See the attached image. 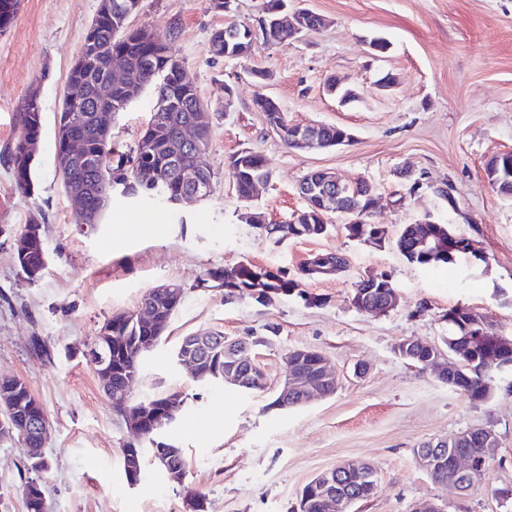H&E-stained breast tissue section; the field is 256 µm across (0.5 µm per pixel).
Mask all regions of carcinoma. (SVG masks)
I'll use <instances>...</instances> for the list:
<instances>
[{"label":"carcinoma","instance_id":"cac0c4a2","mask_svg":"<svg viewBox=\"0 0 512 512\" xmlns=\"http://www.w3.org/2000/svg\"><path fill=\"white\" fill-rule=\"evenodd\" d=\"M20 2L0 0V32L13 24ZM138 3L139 0H100L95 17L98 35L94 59L81 74L87 91L60 112L61 128L68 115L81 118L78 131L82 134L85 154L92 158L88 167L77 172L79 183L87 195L84 219L88 224L100 223L104 210L116 194L170 204V200L178 197L186 188L169 173L171 154L181 144L205 151L212 138L211 116L197 112L201 99L195 86L181 83L183 62L170 43L147 28L129 26L128 20L136 11ZM285 5L287 0H263V19L259 21V30L268 44H279L288 38V30L280 28L276 22L280 9ZM293 20L307 31L316 30L323 24L319 15L307 11L295 13ZM255 39L251 26L231 23L211 33V50L217 56L246 58L251 54ZM115 62L123 67L124 81L112 85L111 93L102 96L96 92L95 86L111 71ZM144 89L152 90L154 95L150 117L134 144L121 145L112 136L115 120L127 110L133 94ZM161 111L180 116L183 121L171 125L160 124L156 115ZM261 111L266 124L276 126L280 138L290 143V122L278 103L266 101L261 105ZM18 127L19 134L9 151L8 163L16 190L29 198L35 193L36 151L43 132V112L35 90L29 92L18 113ZM135 157L159 173V180L146 181L134 174L129 164ZM509 165L512 166V153H501L488 161L485 172L497 193L511 200L512 180L503 176V171ZM228 174L238 198L244 200L248 198L253 182L272 179L273 167L265 155L253 150H242L230 157ZM409 231L410 226L403 228L395 240V247L413 264L428 266L438 261L448 264L461 256V253L454 252L436 261L414 254L409 251ZM16 259L20 271L30 283L38 281L47 267L48 256L42 225L34 215L23 226L17 240ZM270 274L277 280L275 287L283 296L293 294L301 286V281L317 278V275L307 273L305 264L300 268L297 279L289 277L288 272L280 268L270 270ZM245 275L247 269L239 263L231 267L213 268L206 271V276L198 280L196 287H204L209 276L226 280ZM109 324L112 326L111 335L117 339L116 361L132 375H139L141 364L149 351H140L132 346L134 337L141 335L136 313H117L111 317ZM486 336L487 343L483 352L493 357L512 358V343H501L497 333L490 327L487 328ZM223 366L224 347L217 345L210 350V363L196 381L210 384L222 380V376L216 375L214 370H220ZM466 374L471 378L463 389L468 399L480 402L489 398L480 373L468 370ZM22 492L26 512H48L42 508L44 491H35L26 482Z\"/></svg>","mask_w":512,"mask_h":512}]
</instances>
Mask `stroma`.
Here are the masks:
<instances>
[{"instance_id": "1", "label": "stroma", "mask_w": 512, "mask_h": 512, "mask_svg": "<svg viewBox=\"0 0 512 512\" xmlns=\"http://www.w3.org/2000/svg\"><path fill=\"white\" fill-rule=\"evenodd\" d=\"M290 9L321 15L316 31L271 45L256 40L251 56H215L209 38L230 22L256 24L263 0H232L218 12L209 0H140L131 27L171 36L188 77L211 114V146L203 157L215 173L209 197L176 206L114 196L100 223H82L57 174L55 140L68 75L99 0H21L0 34V374L18 377L45 408L50 436L43 478L49 512H185L184 487L202 493L206 512H293L303 486L343 461L372 463L378 488L350 512H512V377L474 403L432 372L400 357L411 338L442 345L449 309L480 315L512 339V199L489 183L485 167L512 152V0H288ZM389 41L372 51L370 41ZM268 71L258 80L256 71ZM396 79L382 87L384 75ZM353 90L348 102L328 94L327 78ZM39 90L44 115L36 156V191L21 198L7 164L18 134L16 114ZM274 98L293 124L347 129L350 144L296 150L264 122L253 99ZM152 109L137 95L112 128L134 144ZM252 149L270 158L274 176L256 201L238 199L228 177L230 156ZM315 169L345 181H368L378 206L371 223L385 230L376 246L348 237L346 218L327 216L325 235L274 242L259 237L249 214L283 224L304 207L298 184ZM421 188H414V181ZM458 189L456 207L438 192ZM41 214L47 268L27 282L16 264L15 238L30 214ZM474 240L481 259L409 263L394 242L424 219ZM339 252L344 272L305 281L302 294L259 303L204 290L207 269L249 261L298 276L303 262ZM391 277L398 305L386 313L358 310L357 282ZM166 283L185 289L162 341L132 385L139 401L179 393L183 412L167 436L186 453L182 483L147 465L129 484L122 451L142 447L116 413L87 356L113 314L137 310L144 293ZM220 330L256 340L266 388L244 392L203 385L174 360L183 336ZM323 354L337 375L335 393L279 410L288 352ZM474 428L492 429L499 447L484 477L460 494L419 468L421 443ZM25 451L0 437V491L5 512H26Z\"/></svg>"}]
</instances>
